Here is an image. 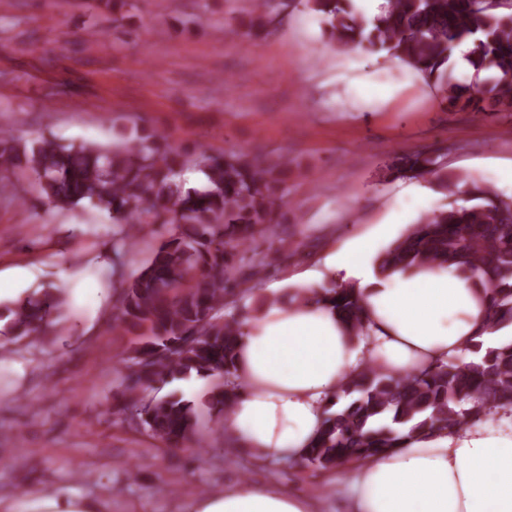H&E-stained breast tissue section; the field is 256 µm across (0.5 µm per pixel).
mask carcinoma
I'll use <instances>...</instances> for the list:
<instances>
[{"label": "carcinoma", "instance_id": "carcinoma-1", "mask_svg": "<svg viewBox=\"0 0 512 512\" xmlns=\"http://www.w3.org/2000/svg\"><path fill=\"white\" fill-rule=\"evenodd\" d=\"M246 30L224 25V35L251 37L269 30L265 0H250ZM340 49L368 45L405 62L441 86L448 107L463 112H512V9L484 0H384L367 20L352 0H305ZM480 82L450 76L455 49ZM204 175L199 187H184L188 164ZM398 177H432L448 195L465 194L469 205L448 204L420 218L376 258L385 276L396 270L445 267L483 288L491 301L487 327L512 324V198L481 178L448 172L440 157L418 151L399 158ZM32 180L40 202L52 210L87 203L112 219V267L138 240L167 224V236L128 279L122 281L112 327L138 337L127 358L125 406L135 410L152 436L177 442L198 435L197 406L176 391L145 397L193 376L211 382L207 406L224 415L237 397L231 381L235 347L246 316L224 317V303L237 290L251 291L264 263L234 275L240 248L272 224L288 222V166L260 153L182 152L157 131H138L110 146L60 145L0 136V192ZM329 302L356 333L364 332L355 289L313 291ZM67 298L44 289L4 305L16 338L46 333L61 323ZM473 352L475 362L453 361L402 379L371 368L343 383L331 399L323 428L305 461L322 468L389 452L435 427H454L512 408V342Z\"/></svg>", "mask_w": 512, "mask_h": 512}]
</instances>
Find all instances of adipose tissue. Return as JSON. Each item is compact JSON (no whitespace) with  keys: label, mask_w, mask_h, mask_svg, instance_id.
Instances as JSON below:
<instances>
[{"label":"adipose tissue","mask_w":512,"mask_h":512,"mask_svg":"<svg viewBox=\"0 0 512 512\" xmlns=\"http://www.w3.org/2000/svg\"><path fill=\"white\" fill-rule=\"evenodd\" d=\"M388 221L325 259L356 289L365 320L354 335L325 302L291 292L248 319L235 355L238 397L224 429L259 461L303 459L339 386L371 368L399 379L472 358L489 338L488 299L473 280L445 268L382 276L373 268L381 244L394 240L423 190L405 189ZM351 512H512V415L436 429L392 452L340 465ZM98 503L39 492L6 512H100ZM191 512H314L311 499L243 483L200 496Z\"/></svg>","instance_id":"ef3b65f1"}]
</instances>
